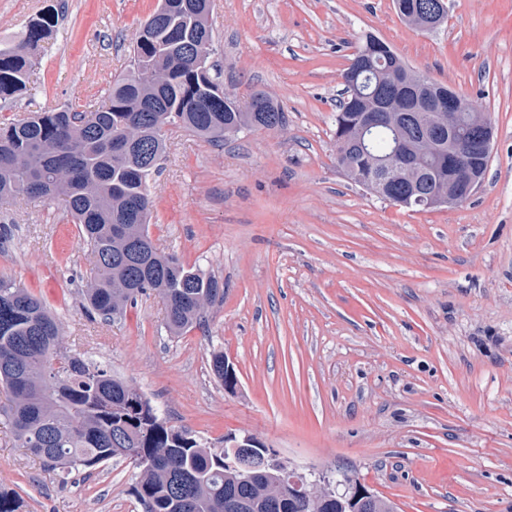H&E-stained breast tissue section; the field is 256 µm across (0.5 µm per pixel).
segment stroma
<instances>
[{"mask_svg": "<svg viewBox=\"0 0 512 512\" xmlns=\"http://www.w3.org/2000/svg\"><path fill=\"white\" fill-rule=\"evenodd\" d=\"M55 0H0V43ZM22 94L0 122L102 104L131 68L158 0H64ZM219 79L260 89L283 127L218 144L170 129L148 183L161 250L216 276L206 323L170 335L162 301L89 318L91 257L61 201L0 204V276L63 323V347L137 387L209 445L250 434L307 479L348 473L397 512H512V0H448L413 31L393 0H213ZM490 113L483 184L466 201L409 211L349 181L333 141L342 74L359 34ZM223 350L238 385L224 390ZM119 458L60 480L16 447L0 415V488L23 512H143Z\"/></svg>", "mask_w": 512, "mask_h": 512, "instance_id": "obj_1", "label": "stroma"}]
</instances>
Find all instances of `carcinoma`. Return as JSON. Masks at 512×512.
<instances>
[{"label":"carcinoma","mask_w":512,"mask_h":512,"mask_svg":"<svg viewBox=\"0 0 512 512\" xmlns=\"http://www.w3.org/2000/svg\"><path fill=\"white\" fill-rule=\"evenodd\" d=\"M173 10L153 17L154 32L138 31L133 64L161 82L112 81L107 103L82 111L36 112L0 127V200L25 196L60 198L90 252L84 300L105 320L154 293L166 308L173 336L203 326L207 305L224 300V283L160 251L149 235L152 201L147 182L158 171L166 128L175 126L220 142L244 130L270 129L267 118L285 123L281 107L264 91V110L253 112L231 90L219 96L214 67L203 72L198 51L212 45L205 0H169ZM401 20L418 29L431 18L434 30L448 18L447 0H395ZM59 22L57 7L30 21L19 41L0 46V99L20 92L31 58ZM346 94L335 120L336 163L359 186L396 144L411 163L399 179L374 195L399 205L415 190L426 197L448 194L434 175L448 160L432 151L421 126V100L448 87L411 68L391 45L370 32L357 36L343 75ZM459 113L460 132L476 123L481 109ZM391 113L389 127L367 132L364 153L348 148L359 137L360 118ZM139 129L137 147L127 148V129ZM62 323L38 298L13 280L0 278V386L10 394L5 414L16 442L65 479L114 458L131 460L138 473L132 492L145 512H230L247 502L252 512H271L276 491L271 469L245 470L240 453L212 448L186 428L166 421L135 387L101 365L61 351ZM64 364L54 373L48 355ZM21 497L0 489V512H21ZM287 512H341L296 497Z\"/></svg>","instance_id":"carcinoma-1"}]
</instances>
